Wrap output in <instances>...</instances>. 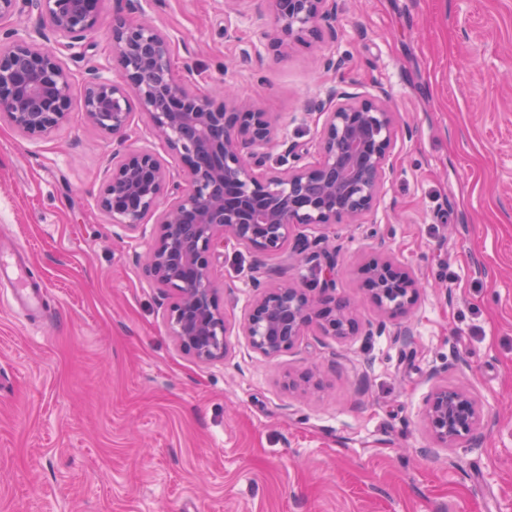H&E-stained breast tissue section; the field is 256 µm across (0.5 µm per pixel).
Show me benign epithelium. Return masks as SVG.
Returning <instances> with one entry per match:
<instances>
[{"label": "benign epithelium", "mask_w": 512, "mask_h": 512, "mask_svg": "<svg viewBox=\"0 0 512 512\" xmlns=\"http://www.w3.org/2000/svg\"><path fill=\"white\" fill-rule=\"evenodd\" d=\"M103 0H37L42 21L24 37L6 33L0 45V119L28 138L50 134L72 112L75 87L63 58H83V42L99 24ZM274 27L265 47L310 46L333 28L336 0H268ZM131 16L112 20L113 59L120 80L92 69L81 90L87 120L118 143L132 120L134 92L150 132L178 156L185 186L173 181L155 152L126 148L99 192L112 223L129 232L146 219L158 234L145 257V273L171 291V335L200 363L228 353L229 327L219 303L214 261L220 249L244 248L258 257L281 251L306 226L327 229L359 221L382 193L389 169L393 113L386 93L355 100L337 87L318 105L322 132L317 162L299 164L298 147H287L294 164L269 173L262 158L275 137L266 113L237 101L226 90L201 94L193 73L178 76L171 63L173 41L131 0ZM334 241L322 235L300 247L301 262L315 269L305 285L290 279L255 283L243 331L258 353L273 357L290 348L310 326L345 341L382 332L386 321L407 315L418 294L414 276L386 258L361 270L379 319L363 323L349 301L336 296ZM428 430L441 447L477 440L482 412L473 395L446 385L426 401Z\"/></svg>", "instance_id": "obj_1"}]
</instances>
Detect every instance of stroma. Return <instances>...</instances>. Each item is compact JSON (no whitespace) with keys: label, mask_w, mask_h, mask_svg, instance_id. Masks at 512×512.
<instances>
[{"label":"stroma","mask_w":512,"mask_h":512,"mask_svg":"<svg viewBox=\"0 0 512 512\" xmlns=\"http://www.w3.org/2000/svg\"><path fill=\"white\" fill-rule=\"evenodd\" d=\"M337 4L335 31L277 56L266 0L146 10L175 42V73L233 87L307 162L326 88L386 91L389 168L374 210L331 228L336 294L374 320L360 268L391 257L421 283L409 313L345 341L311 327L263 356L242 329L254 279L312 273L292 242L259 259L228 247L214 272L229 351L197 362L144 273L157 226L129 233L99 205L111 135L78 111L41 139L2 120L0 250L24 251L43 300L11 304L0 281V512H512V0ZM125 8L105 0L68 64L75 84L93 66L117 77L109 31ZM328 54L344 66L325 69ZM440 384L480 402L479 441L432 439Z\"/></svg>","instance_id":"obj_1"}]
</instances>
